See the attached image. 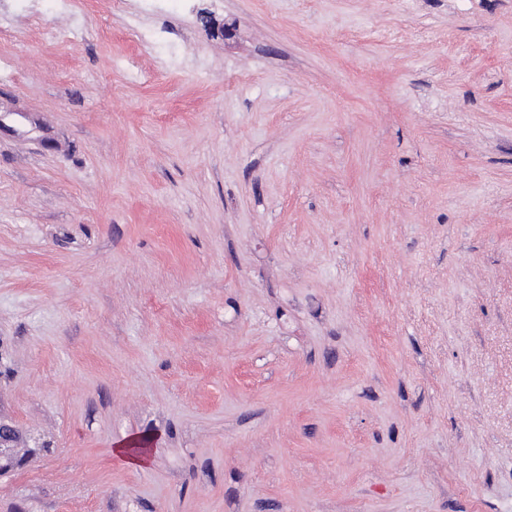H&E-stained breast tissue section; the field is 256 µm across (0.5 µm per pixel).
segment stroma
I'll return each instance as SVG.
<instances>
[{
	"instance_id": "1",
	"label": "stroma",
	"mask_w": 512,
	"mask_h": 512,
	"mask_svg": "<svg viewBox=\"0 0 512 512\" xmlns=\"http://www.w3.org/2000/svg\"><path fill=\"white\" fill-rule=\"evenodd\" d=\"M60 2L0 0V415L51 443L0 512H512V0Z\"/></svg>"
}]
</instances>
